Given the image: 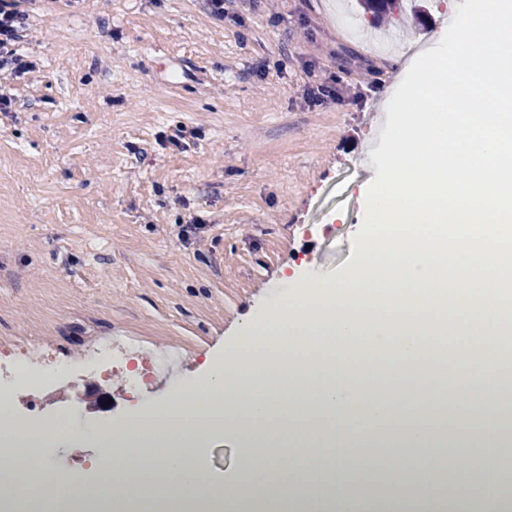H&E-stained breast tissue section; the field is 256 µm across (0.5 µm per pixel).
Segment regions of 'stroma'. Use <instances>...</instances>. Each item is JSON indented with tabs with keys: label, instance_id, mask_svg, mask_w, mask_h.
Wrapping results in <instances>:
<instances>
[{
	"label": "stroma",
	"instance_id": "1",
	"mask_svg": "<svg viewBox=\"0 0 512 512\" xmlns=\"http://www.w3.org/2000/svg\"><path fill=\"white\" fill-rule=\"evenodd\" d=\"M459 0H407L381 24L355 0H29L31 73L0 72V359L78 367L14 385L15 415L122 419L197 379L281 277L352 267L361 146L384 123L393 54L430 43ZM393 36L387 48L361 32ZM332 81L319 103L308 85ZM183 139L172 143L175 128Z\"/></svg>",
	"mask_w": 512,
	"mask_h": 512
}]
</instances>
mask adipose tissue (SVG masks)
<instances>
[{
  "instance_id": "adipose-tissue-1",
  "label": "adipose tissue",
  "mask_w": 512,
  "mask_h": 512,
  "mask_svg": "<svg viewBox=\"0 0 512 512\" xmlns=\"http://www.w3.org/2000/svg\"><path fill=\"white\" fill-rule=\"evenodd\" d=\"M510 281L512 269L495 254L461 261L448 324L440 313L451 283L434 252L396 259L375 250L333 283L308 279L296 289L283 280V294L244 321L223 361L127 420L93 428L1 421L0 437L15 446L0 454V501L14 506L49 487L55 512H80L91 499L117 512H241L245 493L260 487L305 512H358L352 488L374 479L410 512H447L433 492L439 484L476 486L489 499L501 484L488 458L504 444L492 425L502 399L498 333L512 324L501 307ZM472 336L482 353L466 361L469 379L456 392L478 399L481 423L451 435L433 392L436 371L421 361ZM388 352L415 366L407 388L377 376L372 356ZM35 438L95 449V471L52 469L47 454L28 449ZM223 438L239 455L226 479L201 464L204 449ZM284 465L303 472L302 483L274 480Z\"/></svg>"
}]
</instances>
